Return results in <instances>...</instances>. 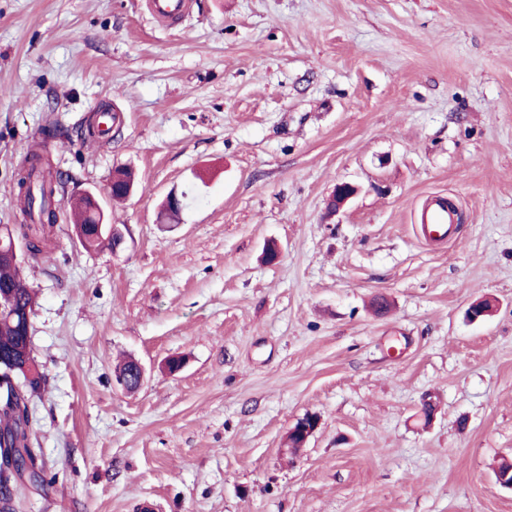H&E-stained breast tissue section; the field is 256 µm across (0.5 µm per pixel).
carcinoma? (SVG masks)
Returning a JSON list of instances; mask_svg holds the SVG:
<instances>
[{
	"instance_id": "cac0c4a2",
	"label": "carcinoma",
	"mask_w": 512,
	"mask_h": 512,
	"mask_svg": "<svg viewBox=\"0 0 512 512\" xmlns=\"http://www.w3.org/2000/svg\"><path fill=\"white\" fill-rule=\"evenodd\" d=\"M60 180L49 160L39 152H30L24 167L18 173L17 185L24 193L26 207L25 223L17 227V232L29 241L31 257L37 258L46 250V242L56 222L53 199ZM7 289L15 301L16 309L24 310L35 303L32 290L25 280L17 277L12 265L0 264V289ZM9 314L0 316V359L12 358L21 362L26 349V318L8 320ZM0 383L5 389L0 393V454L6 448H22L26 456H18L20 465L16 473L0 471V512H12L13 489L18 486V478L25 470L26 461H34L37 456L36 435L32 419L29 418V406L32 401L41 398L45 389L46 376L39 366L27 373L8 372L6 366L0 367Z\"/></svg>"
}]
</instances>
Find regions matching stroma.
Masks as SVG:
<instances>
[{"label": "stroma", "mask_w": 512, "mask_h": 512, "mask_svg": "<svg viewBox=\"0 0 512 512\" xmlns=\"http://www.w3.org/2000/svg\"><path fill=\"white\" fill-rule=\"evenodd\" d=\"M191 2L0 0V226L51 122L62 182L24 263L48 481L15 512H512V0ZM103 105L111 138H80ZM87 190L118 247L73 240ZM434 196L452 240L418 237ZM149 11L155 19L167 25L178 23L189 10L188 0H148ZM318 424V418L312 414H307L302 418L298 419L288 431L286 441L287 446L288 442L290 445H292L289 437L294 436L300 439L298 447L303 448L308 439L316 431Z\"/></svg>", "instance_id": "1"}]
</instances>
